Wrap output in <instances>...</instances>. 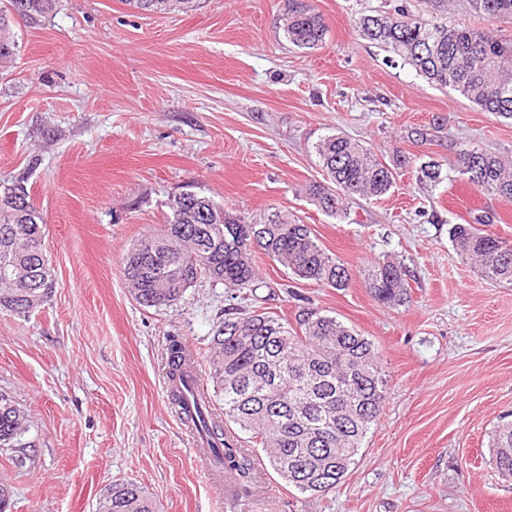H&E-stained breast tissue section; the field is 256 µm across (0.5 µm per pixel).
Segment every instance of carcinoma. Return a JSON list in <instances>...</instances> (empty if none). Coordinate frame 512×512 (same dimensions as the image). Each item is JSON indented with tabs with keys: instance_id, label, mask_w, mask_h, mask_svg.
<instances>
[{
	"instance_id": "carcinoma-1",
	"label": "carcinoma",
	"mask_w": 512,
	"mask_h": 512,
	"mask_svg": "<svg viewBox=\"0 0 512 512\" xmlns=\"http://www.w3.org/2000/svg\"><path fill=\"white\" fill-rule=\"evenodd\" d=\"M153 14L188 11L196 0H125ZM468 10L491 23L512 21V0H466ZM55 7V0H0V62L16 55L12 21H35ZM360 35L403 60L429 83L450 88L495 117L512 119V34L494 28L450 25L445 18L427 19L398 0L389 11L358 18ZM285 37L301 49L324 39L326 24L310 0H288ZM315 152L327 170L328 183L306 189L324 214L342 218L346 200L380 197L394 184L397 170L411 163L399 154L388 166L361 140L344 133L320 139ZM454 170L480 191L512 199V151L462 145ZM421 179L442 181L440 164L420 165ZM171 219L156 233L143 235L129 254L123 274L136 302L161 308L178 301L206 277L227 288H247L256 281L252 254L261 252L305 281L336 289L348 287L351 275L313 235L311 228L279 212L257 222L234 215L213 199L192 192L170 207ZM473 224H454L449 236L462 260L492 282L512 285V242ZM43 234V217L26 189L0 192V260L8 255L30 271V287L22 288L0 271V310L30 313L29 297L46 301L54 288L50 267L31 245ZM170 266L181 268L165 276ZM367 287L383 303L408 301L405 271L384 262L368 271ZM215 393L224 405V421L251 434L273 470L300 493L324 495L348 473L363 439L375 424L386 398L387 381L374 344L333 316L314 309L299 311L296 325L270 311L226 318L208 352ZM169 375L171 400L183 410L224 470L242 478L252 464L215 420L207 398L195 397L186 380L190 357L172 340ZM29 426L14 398L0 392V449L22 465L30 459ZM492 462L504 478H512V422L492 434ZM96 512H156L143 487L132 480L106 485Z\"/></svg>"
}]
</instances>
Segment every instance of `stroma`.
Here are the masks:
<instances>
[{
  "instance_id": "stroma-1",
  "label": "stroma",
  "mask_w": 512,
  "mask_h": 512,
  "mask_svg": "<svg viewBox=\"0 0 512 512\" xmlns=\"http://www.w3.org/2000/svg\"><path fill=\"white\" fill-rule=\"evenodd\" d=\"M391 0H311L327 26L313 49L288 42L287 0H201L149 14L124 0H56L14 26L0 65V187L27 189L44 219L56 286L28 315L0 311V390L26 411L35 457L0 454L5 512H95L101 488L137 482L160 512H512V481L489 441L512 416V286L481 280L453 247L454 224L489 219L512 241V199L466 177L419 183V164L455 162L462 144L512 149V120L429 84L362 37L356 21ZM414 128L435 129L425 141ZM345 132L383 162H412L381 198L354 197L337 220L309 200L322 180L312 148ZM193 187L250 218L298 217L351 275L336 289L295 279L255 254L253 298L201 279L176 303L139 305L123 277L169 198ZM402 264L410 300L378 302L368 269ZM265 308L287 321L314 308L370 339L387 400L346 477L302 494L239 426L253 482L212 485L169 393L171 339L191 351L205 391L208 347L231 312Z\"/></svg>"
}]
</instances>
